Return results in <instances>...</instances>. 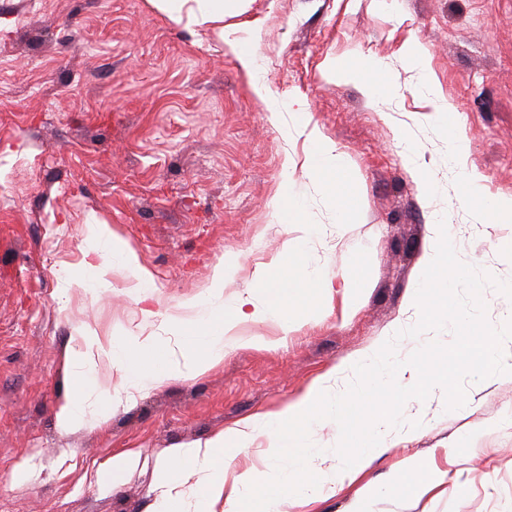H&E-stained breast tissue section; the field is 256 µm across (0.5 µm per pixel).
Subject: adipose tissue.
Listing matches in <instances>:
<instances>
[{
	"label": "adipose tissue",
	"mask_w": 512,
	"mask_h": 512,
	"mask_svg": "<svg viewBox=\"0 0 512 512\" xmlns=\"http://www.w3.org/2000/svg\"><path fill=\"white\" fill-rule=\"evenodd\" d=\"M154 2L173 23L219 24V37L246 70H253L255 56L248 39L242 38L237 28L222 25L225 14L237 11L242 0ZM294 117L296 131L307 133L310 138L308 176L326 190H335L336 175L343 168L342 155L331 140L311 129L308 112L297 109ZM276 213L285 233L282 249L271 264L257 272L251 289L233 303L223 302L224 282L236 271V260L230 257L216 270L206 300L186 301L185 315L167 316V326L172 330L213 323L218 326L216 332L196 337L200 356L191 368L192 373H202L218 364L230 349L239 345L235 329L241 322L273 318L289 325L291 291L297 284L313 283L314 277L299 251L300 245L311 236L312 226L291 181H283L281 185ZM92 231L97 243L86 251L82 270L66 272V287H83L86 275L102 277L107 273L112 232L105 224L93 225ZM78 335L80 344L70 353L78 374L91 371L98 358H106L111 368L120 373L126 385L124 394L145 390L162 378H178L183 374L177 366L161 375L147 368L143 357L154 348L152 338L106 345L89 329H80ZM357 367L367 378L368 387L360 397L347 396L337 401L340 430L335 444H320L313 439L324 393L321 386H312L280 410L256 415L205 442L169 449L156 467L158 512H214L219 502L223 503L224 512H280L285 504L299 512L300 508L323 499L327 486L354 482L386 448L382 433L377 432L368 448L358 453L347 451V434L352 426L350 408L356 400L373 402L381 418L387 419L393 417L396 404L407 397L427 400L438 382L432 370L416 366L412 359L394 357L383 347L361 357ZM261 436L266 439V458L279 465L276 475L262 481L250 468L229 472V456L248 451ZM442 481L440 473L412 459L392 478L387 489L405 501Z\"/></svg>",
	"instance_id": "ef3b65f1"
}]
</instances>
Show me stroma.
I'll list each match as a JSON object with an SVG mask.
<instances>
[{
	"label": "stroma",
	"mask_w": 512,
	"mask_h": 512,
	"mask_svg": "<svg viewBox=\"0 0 512 512\" xmlns=\"http://www.w3.org/2000/svg\"><path fill=\"white\" fill-rule=\"evenodd\" d=\"M224 23L258 27L260 77L281 100L304 102L335 143L349 169L336 193L307 176L306 136L290 111L268 121L212 26L175 24L152 0H0V512H154L153 470L168 449L294 402L330 372L337 393L359 390L366 379L352 363L418 320L410 299L438 220L462 261L512 279V223L483 213L486 200L512 197V0H247ZM413 39L427 53L421 69L406 60ZM374 61L392 84L384 100L336 76V66ZM459 123L468 148L455 162ZM468 173L476 186L463 183ZM286 177L314 226L305 261L329 287L295 290L290 330L238 325L262 345L129 402L95 400L101 425L61 429L57 412L82 383L68 359L78 329L106 344L154 338L160 372L190 364L193 332H171L166 315L208 298L226 257L237 259L230 300L278 256ZM94 221L136 252L151 300L128 294L115 263L65 289ZM362 279L369 286L349 306L342 283ZM465 387L467 404L453 411L439 388L425 404L402 401L386 451L311 512H347L410 458L445 473L444 484L406 503L375 499L373 512H512V374ZM403 423L416 427L411 440ZM127 449L141 451L140 467L101 486L97 470ZM20 466L29 476L18 484Z\"/></svg>",
	"instance_id": "1"
}]
</instances>
